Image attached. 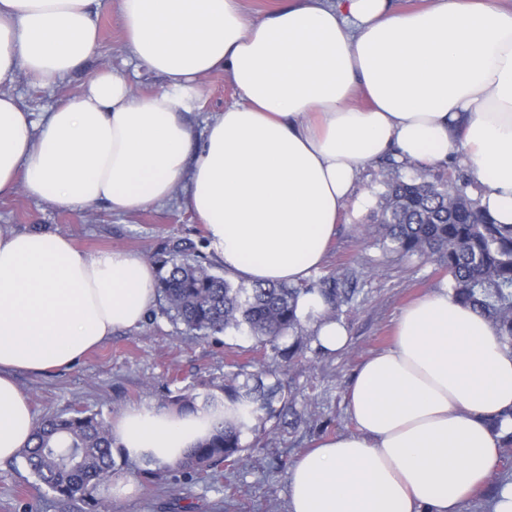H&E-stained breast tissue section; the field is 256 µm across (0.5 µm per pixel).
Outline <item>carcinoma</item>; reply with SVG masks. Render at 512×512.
<instances>
[{
  "label": "carcinoma",
  "mask_w": 512,
  "mask_h": 512,
  "mask_svg": "<svg viewBox=\"0 0 512 512\" xmlns=\"http://www.w3.org/2000/svg\"><path fill=\"white\" fill-rule=\"evenodd\" d=\"M388 166L396 175L385 183L374 215L382 249L436 261L448 273L453 297L488 319L512 346V224L497 223L464 176L406 179L398 175L400 165L390 159ZM158 263L166 270L159 280L163 311L185 333L208 338L233 329L294 359L302 341L296 305L303 289L285 283L235 285L203 263L189 238L172 241ZM319 291L335 313L351 299L349 275L321 278ZM286 335L294 338L293 347L281 349L278 341ZM217 389L222 396L210 394L203 405L222 406L232 416L218 421L213 434L178 463L147 471L149 478L191 480L207 468L235 464L242 429L282 391L280 383L260 378L252 385L230 382ZM21 457L52 502L78 512H99L100 487L117 472L109 422L81 409L43 420Z\"/></svg>",
  "instance_id": "carcinoma-1"
}]
</instances>
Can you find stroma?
<instances>
[{
	"instance_id": "35a3bbf8",
	"label": "stroma",
	"mask_w": 512,
	"mask_h": 512,
	"mask_svg": "<svg viewBox=\"0 0 512 512\" xmlns=\"http://www.w3.org/2000/svg\"><path fill=\"white\" fill-rule=\"evenodd\" d=\"M97 12L98 51L71 76L47 86L21 74L8 84L28 111L38 115L59 105L103 66L133 75L137 92L165 88L162 76L136 71L114 0H99ZM236 99L228 77L213 72L200 80L196 108L187 120L202 132L215 113ZM388 177L381 162L366 164L322 268L326 274H349L355 286L338 315L351 336L345 351L328 355L309 339L290 365L272 351H260L244 333L229 330L206 339L182 334L155 306L141 326L116 331L70 368L19 375L18 384L39 419L77 407L110 420L134 405L169 406L170 394L178 390L204 396L212 381L233 375L243 383L258 377L281 381L283 391L270 412L243 430L238 464L205 470L188 483H156L144 474L146 462L120 459L119 475L137 481L141 492L113 504L112 512H287L289 465L321 436L352 429L345 396L358 366L390 344L401 310L440 287L445 275L433 261L389 254L379 244L372 215ZM1 225L58 231L80 250L121 248L152 263L171 240L187 237L197 245L205 243L204 225L176 200L116 214L103 204L72 210L20 191L0 199ZM292 405L302 415L295 428L288 424ZM26 502L37 504L38 512H64L42 498L23 459L0 463V512H21Z\"/></svg>"
}]
</instances>
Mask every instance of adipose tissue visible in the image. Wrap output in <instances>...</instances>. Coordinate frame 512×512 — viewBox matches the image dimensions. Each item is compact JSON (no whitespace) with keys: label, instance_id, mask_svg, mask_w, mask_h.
<instances>
[{"label":"adipose tissue","instance_id":"adipose-tissue-1","mask_svg":"<svg viewBox=\"0 0 512 512\" xmlns=\"http://www.w3.org/2000/svg\"><path fill=\"white\" fill-rule=\"evenodd\" d=\"M95 0H0V198L131 213L176 188L226 275L303 285L368 162L430 168L458 157L498 223L512 224V6L503 0H289L261 19L244 0H118L128 49L166 89L139 94L104 67L33 119L4 83H51L98 48ZM227 73L239 100L195 135L196 82ZM155 266L123 249L83 252L56 231L0 227V462L36 425L21 373L71 366L138 327ZM297 314L323 352L346 327L319 291ZM512 347L435 289L405 307L391 345L346 396L352 430L323 436L288 469V512H460L497 470L512 431ZM501 418L499 430L490 423ZM209 408H127L115 457L158 465L211 435Z\"/></svg>","mask_w":512,"mask_h":512}]
</instances>
